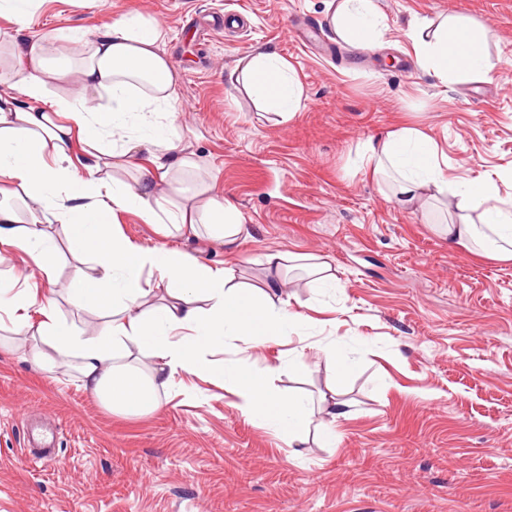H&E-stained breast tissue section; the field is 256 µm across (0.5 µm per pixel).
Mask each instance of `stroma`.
Wrapping results in <instances>:
<instances>
[{
  "label": "stroma",
  "mask_w": 512,
  "mask_h": 512,
  "mask_svg": "<svg viewBox=\"0 0 512 512\" xmlns=\"http://www.w3.org/2000/svg\"><path fill=\"white\" fill-rule=\"evenodd\" d=\"M384 37L362 48L336 36L329 0H42L25 38L49 28L95 36L139 12L167 32L191 148L247 232L235 251L175 245L262 285L274 251L325 259L336 285L290 273L303 316L288 336L226 341L224 359L275 368L282 393L332 391L348 406L336 442L292 450L237 408L233 389L184 373L141 418L110 413L74 366L36 368L0 329V512H512V260L449 247L439 223L452 199L423 191L416 208L386 200L361 162L364 144L415 127L452 182L486 176L512 199V0H375ZM480 25L495 68L442 83L417 66L410 22ZM311 31L306 44L289 29ZM263 49L293 69L301 106L289 120L236 84L239 60ZM7 264L78 328L102 323L66 288L61 251L46 279L24 251ZM355 360L339 379L328 346ZM307 369L290 370L294 358Z\"/></svg>",
  "instance_id": "obj_1"
}]
</instances>
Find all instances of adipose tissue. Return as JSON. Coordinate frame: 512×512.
<instances>
[{
  "label": "adipose tissue",
  "mask_w": 512,
  "mask_h": 512,
  "mask_svg": "<svg viewBox=\"0 0 512 512\" xmlns=\"http://www.w3.org/2000/svg\"><path fill=\"white\" fill-rule=\"evenodd\" d=\"M337 36L367 47L387 24L374 0H337L330 17ZM478 27L464 21L422 23L410 38L418 66L441 82L487 76L494 64L480 43ZM166 31L140 14H125L94 38L50 29L37 40L10 36L11 62H0V83L14 95L0 96V194L18 193L20 205L0 201V244L17 246L38 259L52 277L57 245L52 224H61L77 259L68 298L82 309L106 312L108 322L78 331L61 318L55 302L22 286L20 274H0V321L18 335H31L32 356L52 371L75 363L84 388L108 411L124 417L155 413L160 395L179 373L223 379L235 391L239 409L258 418L296 446L309 428L335 443L332 420L345 403L329 406L328 421L316 418L313 400L274 391L273 369L257 371L215 360L229 339H273L287 335L301 317L280 296L282 272L296 254L272 252L264 262L263 287L237 282L233 269L200 262L170 246L145 247L120 235L115 212L139 211L162 227L164 237H200L233 250L245 233L243 215L231 196L220 197L205 178L186 182L198 167L187 150V132L172 116L178 95L163 45ZM80 45L78 57L64 54ZM248 92L280 117L300 108L301 88L287 62L260 51L240 60ZM75 78L84 94L53 97L49 84ZM82 151H74V142ZM364 165L382 178L395 203L411 206L421 191L453 195L460 221L442 225L449 246L479 243L488 253L512 259V201L494 181L473 179L450 186L432 139L405 127L369 141ZM92 269H84V260ZM155 289L143 286L144 274ZM158 303H149L151 292ZM38 308V327L28 322Z\"/></svg>",
  "instance_id": "obj_1"
}]
</instances>
